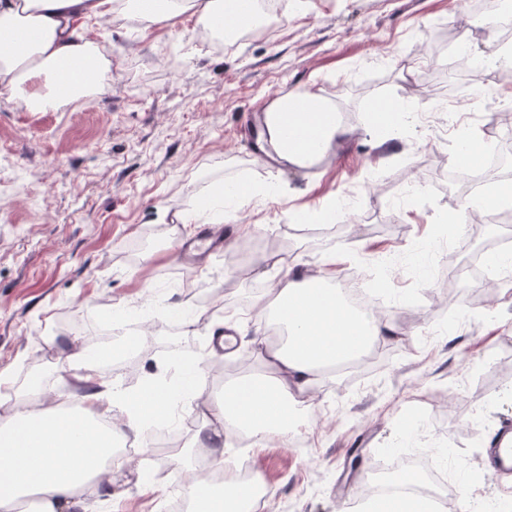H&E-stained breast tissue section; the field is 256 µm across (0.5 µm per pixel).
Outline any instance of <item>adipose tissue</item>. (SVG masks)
I'll list each match as a JSON object with an SVG mask.
<instances>
[{"label":"adipose tissue","mask_w":512,"mask_h":512,"mask_svg":"<svg viewBox=\"0 0 512 512\" xmlns=\"http://www.w3.org/2000/svg\"><path fill=\"white\" fill-rule=\"evenodd\" d=\"M217 0H0V88L21 98L34 111L55 107L61 99L77 101L101 94L112 80L104 64L77 89L64 91V64L91 56L96 45L89 21L137 16L152 23L183 15L206 21L217 13ZM308 111L292 143H283L279 120L284 102L273 103L261 130V151L278 163L303 166L323 157L349 133L335 107L307 101ZM331 274H299L280 270L269 298H256L259 312H272L288 337L283 344L258 341L259 373L231 382L220 397L204 398L207 411L194 447L211 445L223 457L227 431L247 430L258 445L286 439L299 431L302 411H314L317 379L365 353L391 335L373 313L348 306L331 288ZM125 339L95 350L71 346L70 364L79 369L75 389L79 417L61 411L38 383L29 386V405L22 410L0 404V512H95L99 503L118 497L112 473L124 466L117 448L128 436L150 426V417H172L173 402L164 393L119 390L98 372ZM189 512H235L247 489L231 487L216 493L208 481L187 476L182 484Z\"/></svg>","instance_id":"1"}]
</instances>
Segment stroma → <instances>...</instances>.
Here are the masks:
<instances>
[{"mask_svg": "<svg viewBox=\"0 0 512 512\" xmlns=\"http://www.w3.org/2000/svg\"><path fill=\"white\" fill-rule=\"evenodd\" d=\"M471 0H279L283 16L271 38L219 47L201 38L195 19L93 24L112 59V84L85 105L28 111L0 94V369L18 383L39 380L71 403L74 368L61 355L113 336V311L147 322L146 346L125 363L102 367L117 385L125 369L163 373L173 350L196 347L211 369L233 380L258 369L253 343L268 333L252 309L273 274L271 244L285 245L289 267L356 276L380 296V317L399 334L384 368L352 381L326 374L305 447L293 439L251 450L268 489L263 512H355L367 501L368 463L432 458L449 485L469 497L450 512H491L512 502V475L495 473L488 442L512 422V299L495 291L485 305L463 300L447 313L448 273L482 239L470 226L439 236L442 216L466 213L469 196H449L436 179L453 165L462 133L485 131L512 108V77L484 88V100H458L423 81L447 72L448 35L469 32L474 60L498 59L495 40L470 30ZM299 92L335 105L349 136L303 167L260 161L255 149L260 109ZM398 111L388 137L369 127L379 109ZM274 192L253 199L224 225L231 245L195 263L177 259L174 216L207 221L208 202L231 182ZM327 234H298L328 205ZM223 289L224 305L184 326L172 308L187 290ZM240 334L230 355L210 340L227 313ZM202 417L176 409V447L167 456L142 434V451L113 472L119 512H165L181 497L189 441ZM481 470L485 480L470 484Z\"/></svg>", "mask_w": 512, "mask_h": 512, "instance_id": "obj_1", "label": "stroma"}]
</instances>
